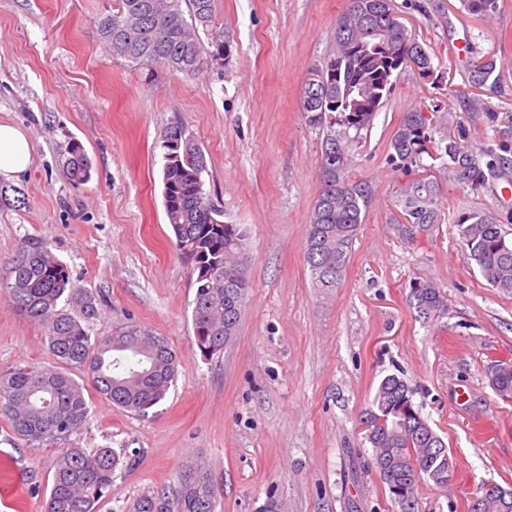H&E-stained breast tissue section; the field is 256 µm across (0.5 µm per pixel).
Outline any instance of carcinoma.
I'll list each match as a JSON object with an SVG mask.
<instances>
[{"label":"carcinoma","instance_id":"1","mask_svg":"<svg viewBox=\"0 0 512 512\" xmlns=\"http://www.w3.org/2000/svg\"><path fill=\"white\" fill-rule=\"evenodd\" d=\"M478 15L496 10L497 0H463ZM219 0H112V13L98 20L100 38L115 58L136 69L158 67L186 76L221 66L229 40L216 25ZM415 58L419 69L433 68L427 50L404 37L394 0H348L336 19V50L307 74L299 92V111L309 124L326 130L322 143L321 189L309 216L305 260L313 287H338L346 272L349 248L373 197L366 180L348 174L345 140L349 131L370 126L390 95L393 63L387 58ZM431 118L419 108L406 112L390 140L389 161L405 169L417 158L444 151L455 182L476 189L488 179L512 185V159L500 157L480 165L477 153L432 139ZM162 148L165 214L176 251L195 276L192 326L198 349L206 356L224 352L225 337L236 335L248 288L245 231L224 223L204 189L205 154L187 128L168 127ZM62 167L74 185L92 178V162L83 145L72 141ZM439 187L431 176L405 183L397 203L410 223L427 230L441 220ZM458 236L484 280L502 293H512V239L495 219L479 211L454 217ZM0 291L14 308L38 322L45 332L55 365L46 368L0 369V417L18 439L32 447L66 442L87 423L90 407L87 376L112 405L144 415L165 400L174 384L178 357L168 341L130 318L109 335L95 337L90 323L97 315L95 298L74 287L71 272L43 242L26 243L0 267ZM418 317L425 320L447 311L440 288L432 281L414 283L410 294ZM495 393L512 400V363H504ZM413 407L371 443L373 460L396 464L376 467L400 512H414L415 493L427 478L448 484V468L436 456L437 433L413 401V389L395 374L385 376L373 398L372 411L394 414ZM121 455L108 446L81 448L73 443L57 456L46 512H96L112 488ZM218 488L205 465L182 466L175 486L145 493L128 512H215Z\"/></svg>","mask_w":512,"mask_h":512}]
</instances>
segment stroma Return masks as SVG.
I'll use <instances>...</instances> for the list:
<instances>
[{
  "mask_svg": "<svg viewBox=\"0 0 512 512\" xmlns=\"http://www.w3.org/2000/svg\"><path fill=\"white\" fill-rule=\"evenodd\" d=\"M399 20L430 54L433 73L401 71L369 128L351 134L349 174L375 196L345 277L313 288L305 239L324 134L298 110L307 73L335 44L346 0H219L228 63L202 76L138 71L113 58L96 18L112 0H0V121L32 143L30 168L0 184L21 201L0 206V264L26 242L48 243L92 293L95 336L123 319L168 340L179 365L166 400L138 416L87 388L82 447L139 449L119 466L99 512H125L142 493L174 486L187 461H204L220 490L216 512H400L378 479L361 424L381 379L402 377L456 464L447 487L423 481L415 512H468L486 482L512 486V402L489 367L512 360V294L500 293L465 254L454 216L484 211L512 237L503 181L457 185L443 156L423 157L439 184L441 222L405 223V183L388 161L403 114H434V138L512 159V0L488 16L462 0H395ZM496 65L472 81L485 59ZM182 123L207 162L205 189L224 221L246 232L250 288L236 337L207 358L192 327L195 287L163 206L161 137ZM91 180L72 187L60 169L71 140ZM441 288L448 312L419 319L413 282ZM53 364L44 330L0 292V369ZM59 445L33 448L0 419V512H45Z\"/></svg>",
  "mask_w": 512,
  "mask_h": 512,
  "instance_id": "obj_1",
  "label": "stroma"
}]
</instances>
